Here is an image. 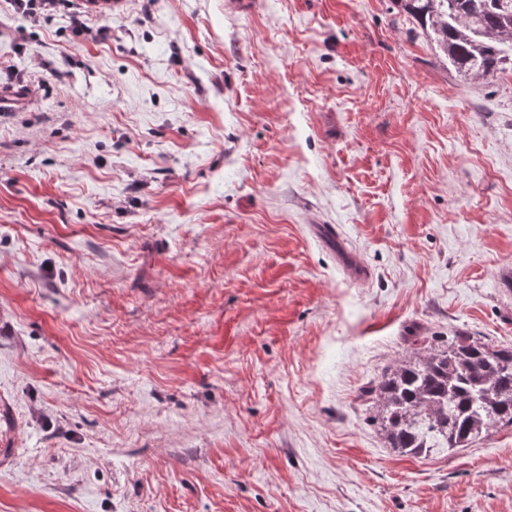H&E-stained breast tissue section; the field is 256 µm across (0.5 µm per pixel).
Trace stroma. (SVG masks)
<instances>
[{
    "label": "stroma",
    "mask_w": 512,
    "mask_h": 512,
    "mask_svg": "<svg viewBox=\"0 0 512 512\" xmlns=\"http://www.w3.org/2000/svg\"><path fill=\"white\" fill-rule=\"evenodd\" d=\"M86 2L0 0V512H512V427L360 397L512 344V73L393 0ZM16 8L33 21L41 15L56 11L64 0H14ZM362 395L390 448L415 457L464 448L512 426V346L456 336L413 348Z\"/></svg>",
    "instance_id": "stroma-1"
}]
</instances>
